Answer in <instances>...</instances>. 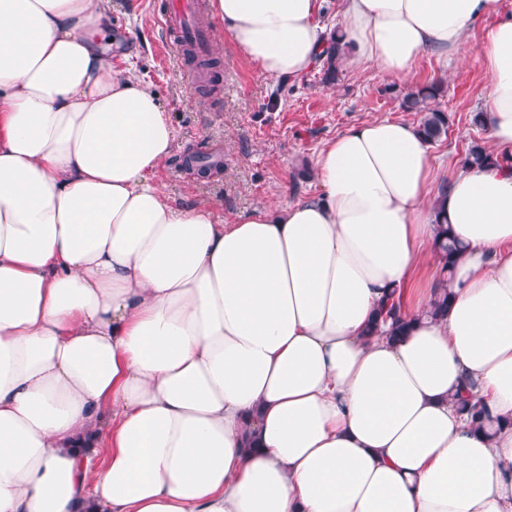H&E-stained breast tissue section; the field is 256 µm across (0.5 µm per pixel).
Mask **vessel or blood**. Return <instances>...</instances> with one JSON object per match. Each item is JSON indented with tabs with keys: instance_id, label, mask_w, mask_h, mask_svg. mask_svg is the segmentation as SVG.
Listing matches in <instances>:
<instances>
[{
	"instance_id": "vessel-or-blood-1",
	"label": "vessel or blood",
	"mask_w": 512,
	"mask_h": 512,
	"mask_svg": "<svg viewBox=\"0 0 512 512\" xmlns=\"http://www.w3.org/2000/svg\"><path fill=\"white\" fill-rule=\"evenodd\" d=\"M158 22L179 51L191 52L200 59L206 57L213 27L205 0H163Z\"/></svg>"
}]
</instances>
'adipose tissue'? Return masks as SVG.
Here are the masks:
<instances>
[{
    "mask_svg": "<svg viewBox=\"0 0 512 512\" xmlns=\"http://www.w3.org/2000/svg\"><path fill=\"white\" fill-rule=\"evenodd\" d=\"M321 2L211 8L296 79ZM498 9L343 0L339 28L403 81ZM111 34L112 0H0V512H512V168L440 184L416 127L371 120L320 150L319 196L219 223L165 193L175 127ZM479 54L512 154V16ZM441 211L464 250L433 318Z\"/></svg>",
    "mask_w": 512,
    "mask_h": 512,
    "instance_id": "ef3b65f1",
    "label": "adipose tissue"
}]
</instances>
